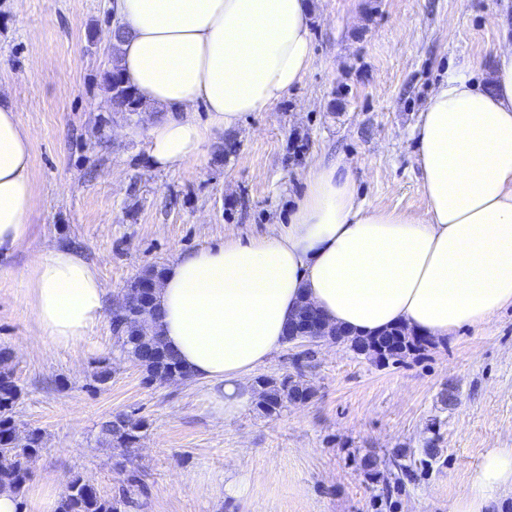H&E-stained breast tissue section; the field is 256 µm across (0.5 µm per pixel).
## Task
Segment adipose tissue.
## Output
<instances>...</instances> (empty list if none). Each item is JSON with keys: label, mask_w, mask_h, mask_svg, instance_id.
I'll use <instances>...</instances> for the list:
<instances>
[{"label": "adipose tissue", "mask_w": 512, "mask_h": 512, "mask_svg": "<svg viewBox=\"0 0 512 512\" xmlns=\"http://www.w3.org/2000/svg\"><path fill=\"white\" fill-rule=\"evenodd\" d=\"M129 36L124 78L166 110L147 129L150 165L178 171L213 134L263 112L313 64L307 0H109ZM476 61L449 70L418 126L424 214L360 203L338 164L314 162L287 222L177 255L156 302L160 331L224 424L257 398L251 375L285 344L299 301L357 334L393 326L436 339L512 306V46L495 53L491 88ZM203 117H196V110ZM31 135L0 101V258L27 238ZM38 335L68 348L106 315V289L74 250L39 252L27 272ZM512 491V448L485 457L453 512H490Z\"/></svg>", "instance_id": "adipose-tissue-1"}]
</instances>
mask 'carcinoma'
<instances>
[{
	"label": "carcinoma",
	"instance_id": "carcinoma-1",
	"mask_svg": "<svg viewBox=\"0 0 512 512\" xmlns=\"http://www.w3.org/2000/svg\"><path fill=\"white\" fill-rule=\"evenodd\" d=\"M102 81L111 111L123 114L128 120L147 111V106L125 82L118 57H113L112 69L105 72ZM156 316V302L152 299L135 310L125 312L121 319L112 321L113 334L126 353L146 370L150 380L170 376L185 378L186 372L177 357L165 346L157 330ZM331 339L341 341L352 350L383 364L395 363L434 344V340L428 336L402 335L398 327L374 336L347 334L333 335ZM256 385L257 409L265 417L279 414L287 402L298 398L309 400L314 396L311 387L292 377L280 381L259 377ZM20 395L21 389L8 366V353L0 352V489L8 488L17 495L29 476L31 464L43 449L40 430L32 429L22 438L18 435L14 406ZM144 427L142 420L118 417L106 422L102 432L121 445L130 447L137 443ZM57 512H117V507L100 498L92 486L76 476L61 497Z\"/></svg>",
	"mask_w": 512,
	"mask_h": 512
}]
</instances>
